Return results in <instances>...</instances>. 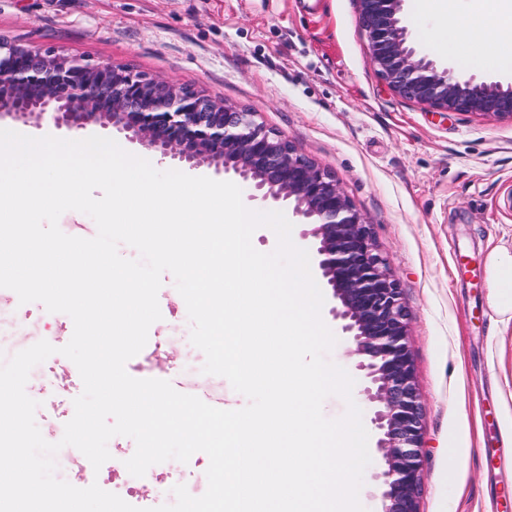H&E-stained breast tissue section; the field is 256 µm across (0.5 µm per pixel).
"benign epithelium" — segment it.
<instances>
[{
    "label": "benign epithelium",
    "instance_id": "1",
    "mask_svg": "<svg viewBox=\"0 0 512 512\" xmlns=\"http://www.w3.org/2000/svg\"><path fill=\"white\" fill-rule=\"evenodd\" d=\"M406 0H357L370 62L400 98L438 112L512 121V82L442 67L415 47L402 24ZM0 115L47 119L56 127H112L162 159L232 174L263 202L285 203L304 226L334 319L351 335L365 399L381 432L382 512H419L424 479L422 397L408 344L401 288L371 228L335 179L266 131L255 114L108 61L42 52L0 41Z\"/></svg>",
    "mask_w": 512,
    "mask_h": 512
}]
</instances>
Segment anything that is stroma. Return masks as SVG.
Here are the masks:
<instances>
[{
  "label": "stroma",
  "mask_w": 512,
  "mask_h": 512,
  "mask_svg": "<svg viewBox=\"0 0 512 512\" xmlns=\"http://www.w3.org/2000/svg\"><path fill=\"white\" fill-rule=\"evenodd\" d=\"M356 0H0V40L106 59L149 78L205 90L255 113L298 154L330 173L370 225L409 309V344L424 402L420 512H512V311L493 303V263L512 254V122L436 112L396 96L370 63ZM416 46L441 66L512 81V50L478 55L463 38L441 42L442 20L406 0ZM35 138L120 134L34 125L5 116L0 127ZM162 314L126 364L137 379L180 385L205 356L191 340L171 274ZM72 337L64 313L20 304L0 291V364L43 338ZM65 356L35 366L26 392L36 423L61 440L83 391L79 373L60 380ZM361 405L371 462L359 501L380 512L383 466L370 409ZM466 449L456 483L448 451Z\"/></svg>",
  "instance_id": "stroma-1"
}]
</instances>
